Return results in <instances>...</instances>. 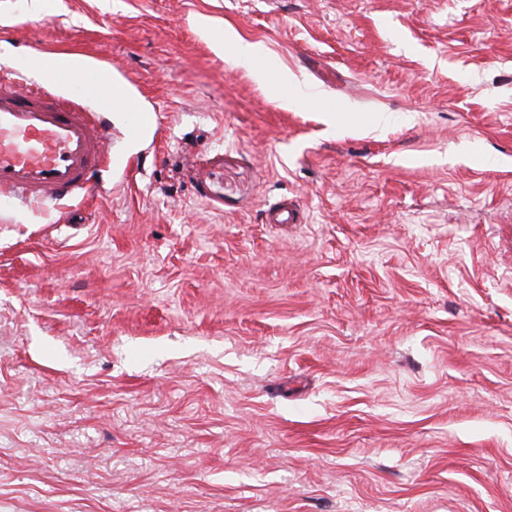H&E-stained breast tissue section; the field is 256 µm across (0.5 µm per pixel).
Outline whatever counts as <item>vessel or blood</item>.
<instances>
[{
	"mask_svg": "<svg viewBox=\"0 0 512 512\" xmlns=\"http://www.w3.org/2000/svg\"><path fill=\"white\" fill-rule=\"evenodd\" d=\"M98 102H124L106 66L77 83L45 54L1 73L0 193L42 204L88 191L112 161L110 128L89 109Z\"/></svg>",
	"mask_w": 512,
	"mask_h": 512,
	"instance_id": "obj_1",
	"label": "vessel or blood"
}]
</instances>
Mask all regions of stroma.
<instances>
[{"label":"stroma","mask_w":512,"mask_h":512,"mask_svg":"<svg viewBox=\"0 0 512 512\" xmlns=\"http://www.w3.org/2000/svg\"><path fill=\"white\" fill-rule=\"evenodd\" d=\"M56 2L154 122L0 207V512H512V0ZM234 47V63L238 66H249L254 68L258 60V56L260 55V50L257 45L235 34Z\"/></svg>","instance_id":"stroma-1"}]
</instances>
